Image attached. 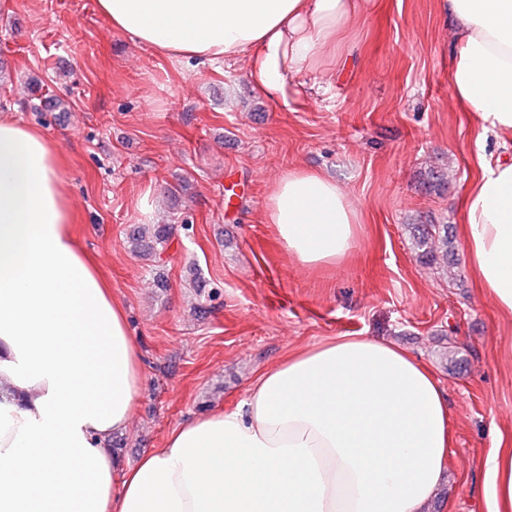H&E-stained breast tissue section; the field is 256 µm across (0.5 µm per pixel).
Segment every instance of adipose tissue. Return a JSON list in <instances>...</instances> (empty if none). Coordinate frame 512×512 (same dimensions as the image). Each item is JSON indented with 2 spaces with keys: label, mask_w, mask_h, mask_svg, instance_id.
Segmentation results:
<instances>
[{
  "label": "adipose tissue",
  "mask_w": 512,
  "mask_h": 512,
  "mask_svg": "<svg viewBox=\"0 0 512 512\" xmlns=\"http://www.w3.org/2000/svg\"><path fill=\"white\" fill-rule=\"evenodd\" d=\"M449 78L480 130L512 139V0H445ZM112 28L173 59L242 61L288 102L299 76L374 0H96ZM459 206L474 288L512 313V160L480 158ZM58 147L0 115V512H426L455 437L435 374L364 336L294 352L231 408L119 465L143 379L123 303L80 248ZM267 217L297 262L352 250L362 215L334 180L295 169ZM489 512H512V442L486 459Z\"/></svg>",
  "instance_id": "adipose-tissue-1"
}]
</instances>
